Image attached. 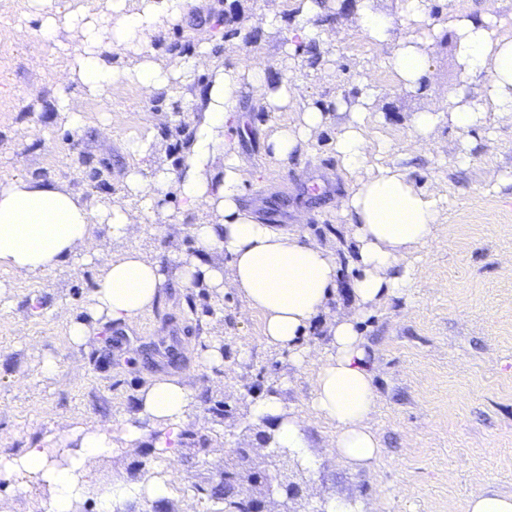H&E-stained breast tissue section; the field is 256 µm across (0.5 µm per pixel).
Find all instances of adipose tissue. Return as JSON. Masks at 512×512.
<instances>
[{"mask_svg": "<svg viewBox=\"0 0 512 512\" xmlns=\"http://www.w3.org/2000/svg\"><path fill=\"white\" fill-rule=\"evenodd\" d=\"M194 0H107L111 20L76 9L54 11L53 0H15L18 12L36 18L35 49H43L58 25H65L81 49L71 61L68 82L81 87V95H61L58 107L71 127L85 121L82 99L104 97L122 85L134 84L146 95L168 89L180 77L203 71L207 79L197 89L194 133L178 167L152 170L146 165L153 152L151 141L130 147L139 161L129 168L124 182L129 196L138 201L140 221L165 224L188 211H205L210 221L193 225L198 257L185 260L184 284L203 275L209 287L235 289L249 309L263 318L262 334L273 346L293 351L296 362L307 352L299 339L307 335L313 319L325 310L338 287L334 253L295 231H283L256 219L246 208L243 187L249 175L228 145L227 135L243 122L241 90L250 86L265 110L293 111L295 123L276 128L267 140L269 154L285 160L301 153L328 121L323 110L305 104V88L290 76L272 77L265 62L235 57L219 63L213 57L214 41L200 40L185 55L170 61L156 57L152 48L161 30L185 25ZM291 3L301 19L285 47L287 54L303 53L307 46L326 43L329 32L314 26L322 12L320 0H274L268 17L280 23L284 3ZM355 29L377 48H391L389 64L396 83L417 90L429 80V53L433 37H414L392 45L391 17L377 11L373 0H357L351 14ZM448 24L455 32L456 52L467 75L480 78L477 97L459 96L447 113L431 102L413 116V127L423 144H431L441 119L468 132L485 129L493 115L512 112V34L497 24L494 0H484L479 15L452 14ZM133 53V66L109 64L106 51ZM349 117L337 130L332 146L342 170L353 183L336 206L346 219L357 249V272L352 290L358 306L378 304L405 293L415 283L414 268L405 254L427 244L436 235L437 192L417 186L400 168L380 164L366 169L370 156L382 155L390 146L366 133L368 99L348 106ZM176 198H169V191ZM106 225L111 239L126 238L131 216L119 204L91 206L55 182L15 178L0 182V266L20 275L46 271L72 256L97 264L96 288L83 318H70L68 336L84 343L90 320L105 316L116 324H132L150 311L165 281L160 265L139 250L112 253L94 236L96 225ZM223 251L228 267L201 268L199 258ZM334 352L318 364L313 383L312 407L334 428L331 452L355 467L375 464L381 441L369 421L376 410L373 371L363 347L358 319L336 318L331 329ZM137 419L121 424L73 426L49 447L26 449L21 455L0 456V478H35L50 491L44 512H74L85 494L88 476L97 458L111 453L116 442H139L144 425L157 432L155 446L173 455L194 394L179 379L152 381L139 395ZM257 418L275 424L278 445L306 457L303 425L286 415L277 396L253 406Z\"/></svg>", "mask_w": 512, "mask_h": 512, "instance_id": "obj_1", "label": "adipose tissue"}]
</instances>
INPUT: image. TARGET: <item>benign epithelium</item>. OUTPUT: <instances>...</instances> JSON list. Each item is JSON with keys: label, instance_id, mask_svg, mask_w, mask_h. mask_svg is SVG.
Here are the masks:
<instances>
[{"label": "benign epithelium", "instance_id": "1", "mask_svg": "<svg viewBox=\"0 0 512 512\" xmlns=\"http://www.w3.org/2000/svg\"><path fill=\"white\" fill-rule=\"evenodd\" d=\"M265 429L246 438L230 449L224 466V483L239 490L236 500L224 512H300L298 507L307 497V485L282 472V466L293 459L302 469L298 457L277 445L274 425L261 420Z\"/></svg>", "mask_w": 512, "mask_h": 512}]
</instances>
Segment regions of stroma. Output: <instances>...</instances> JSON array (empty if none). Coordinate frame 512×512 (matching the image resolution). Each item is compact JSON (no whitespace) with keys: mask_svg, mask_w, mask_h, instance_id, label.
Listing matches in <instances>:
<instances>
[{"mask_svg":"<svg viewBox=\"0 0 512 512\" xmlns=\"http://www.w3.org/2000/svg\"><path fill=\"white\" fill-rule=\"evenodd\" d=\"M352 0H326L318 24L336 41L317 48L316 65L298 72L311 105L328 115L325 128L297 156L275 161L265 137L293 121L290 112H265L244 94V131L228 135L253 175L244 200L262 221L297 230L330 249L339 265L335 299L300 344L310 361L297 364L284 349L268 346L262 319L234 289L219 292L204 281L185 287L184 260L196 256L193 224L200 216L168 224H132L111 241L113 252L141 251L166 274L161 297L136 322L98 323L87 341L72 344L65 314H81L96 287L98 267L69 260L31 277L0 268V456H17L37 444L58 442L74 422L96 426L137 417L138 393L154 378L178 377L195 404L175 459L153 450L156 431L145 427L138 445L99 458L77 512H98L100 494L114 481L148 484L174 470L163 499L137 503L138 512H224L211 490L221 482L224 451L252 422L253 405L276 393L287 414L302 421L314 459L307 479L312 503L344 499L377 503L381 512H466L473 494H512V118L491 116L484 133H464L440 121L434 147L424 150L412 128L427 99L398 86L387 51L375 48L350 22ZM268 0H226V33L204 23L213 4L193 6L189 26L168 29L165 44L191 47L216 39L217 60L253 56L280 66L292 28L265 26ZM33 22L0 0V181L22 176L58 182L92 204L127 201L123 173L134 164L128 142L149 139L150 167L178 166L193 135L191 88L176 84L149 98L125 85L106 98H87V122L73 130L56 110L62 80L76 45L67 32L30 54ZM430 91L478 96L480 83L459 65L455 35L442 29L429 59ZM375 90L370 136L387 141L385 164L404 170L418 186L445 196L440 230L408 254L416 286L373 306L363 324L364 346L374 365L377 408L372 425L382 455L372 468H355L328 452L333 428L311 407L316 362L333 350L335 318L356 314L351 292L355 243L336 209L349 179L339 169L332 141L344 116L337 101L354 103L358 77ZM109 132H101L102 121ZM469 139L472 160L459 166V142ZM108 163L101 180L93 167ZM509 175L506 183L498 175ZM219 347L223 361L206 365L202 353ZM57 370L45 374L44 358ZM49 491L36 480L23 489L0 486V512H44Z\"/></svg>","mask_w":512,"mask_h":512,"instance_id":"obj_1","label":"stroma"}]
</instances>
